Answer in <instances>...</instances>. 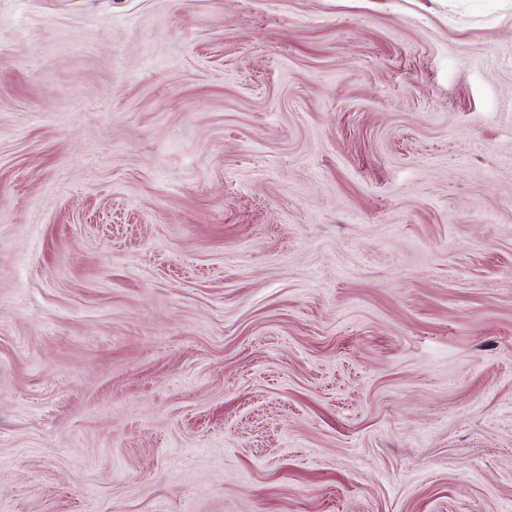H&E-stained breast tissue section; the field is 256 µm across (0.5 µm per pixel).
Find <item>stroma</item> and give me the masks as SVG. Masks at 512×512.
Instances as JSON below:
<instances>
[{
    "instance_id": "stroma-1",
    "label": "stroma",
    "mask_w": 512,
    "mask_h": 512,
    "mask_svg": "<svg viewBox=\"0 0 512 512\" xmlns=\"http://www.w3.org/2000/svg\"><path fill=\"white\" fill-rule=\"evenodd\" d=\"M0 512H512V0H0Z\"/></svg>"
}]
</instances>
